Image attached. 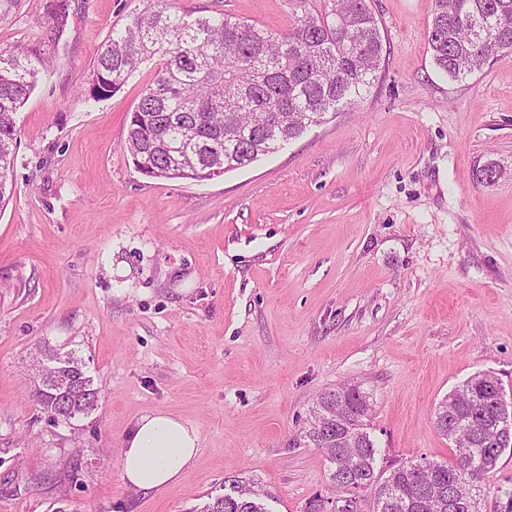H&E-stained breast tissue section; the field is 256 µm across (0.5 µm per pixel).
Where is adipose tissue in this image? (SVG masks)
I'll return each instance as SVG.
<instances>
[{"mask_svg": "<svg viewBox=\"0 0 512 512\" xmlns=\"http://www.w3.org/2000/svg\"><path fill=\"white\" fill-rule=\"evenodd\" d=\"M199 447L196 428L168 412L141 416L121 442V473L127 487L161 492L191 468Z\"/></svg>", "mask_w": 512, "mask_h": 512, "instance_id": "adipose-tissue-1", "label": "adipose tissue"}]
</instances>
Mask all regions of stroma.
Masks as SVG:
<instances>
[{
	"instance_id": "1",
	"label": "stroma",
	"mask_w": 512,
	"mask_h": 512,
	"mask_svg": "<svg viewBox=\"0 0 512 512\" xmlns=\"http://www.w3.org/2000/svg\"><path fill=\"white\" fill-rule=\"evenodd\" d=\"M46 0L0 20V45L46 34ZM386 60L368 92L278 152L203 182L151 179L127 118L157 65L88 99L98 47L143 0H72L18 114L0 207V512H192L230 476L302 512L329 467L295 446L324 391L356 385L377 464L445 462L448 392L496 375L512 404V55L454 80L427 46L434 0H370ZM282 31L288 0H171ZM506 174L476 183V167ZM74 350L101 390L50 423L33 402L36 347ZM169 412L200 435L162 493L121 477L120 442ZM482 512H512V450Z\"/></svg>"
}]
</instances>
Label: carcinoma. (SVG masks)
<instances>
[{
    "instance_id": "1",
    "label": "carcinoma",
    "mask_w": 512,
    "mask_h": 512,
    "mask_svg": "<svg viewBox=\"0 0 512 512\" xmlns=\"http://www.w3.org/2000/svg\"><path fill=\"white\" fill-rule=\"evenodd\" d=\"M291 2L301 13L282 32L226 14H178L169 0H145L112 31L98 51L89 98L110 96L142 64L158 61L128 118L126 149L139 173L204 181L247 167L373 85L384 42L369 0H323L317 13L306 9L308 0ZM434 2L427 42L443 74L467 77L512 53V0ZM69 7V0H47L49 40L67 26ZM44 46L0 48V202L14 170L16 114L47 71ZM99 393L91 381L70 397L56 396L49 383L39 384L35 395L56 424L67 412L69 421L91 414ZM504 403L495 375L470 376L436 409V426L453 444V460L378 472V448L364 428L370 396L355 385L324 392L294 445L307 442L324 454L332 496L310 498L304 512H355L336 510V501L349 506L367 496L372 512H480L484 476L512 449L498 430ZM227 482L231 490L197 512H268L261 499L269 492L260 484L239 476Z\"/></svg>"
}]
</instances>
